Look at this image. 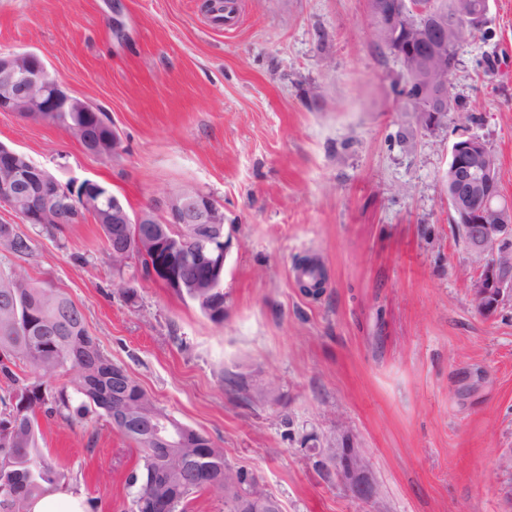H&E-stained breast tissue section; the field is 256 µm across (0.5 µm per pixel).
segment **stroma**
Here are the masks:
<instances>
[{"label": "stroma", "instance_id": "stroma-1", "mask_svg": "<svg viewBox=\"0 0 512 512\" xmlns=\"http://www.w3.org/2000/svg\"><path fill=\"white\" fill-rule=\"evenodd\" d=\"M0 0V53L32 51L121 138L102 159L61 129L0 112V143L61 182L108 185L132 210L184 185L224 208V320L136 263L115 269L98 224L60 232L0 205L33 240L0 253L84 314L103 354L181 424L256 472L282 512H512V306L481 314L448 204L463 133L486 140L512 199V0H490L454 92L478 122L430 134L380 54L366 0ZM326 281L307 297L299 262ZM134 289L127 298L126 289ZM40 446L86 512H130L142 465L103 415L38 414ZM381 496L354 498L309 458L337 425Z\"/></svg>", "mask_w": 512, "mask_h": 512}]
</instances>
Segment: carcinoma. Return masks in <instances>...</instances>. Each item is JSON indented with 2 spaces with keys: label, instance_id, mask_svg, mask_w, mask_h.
Listing matches in <instances>:
<instances>
[{
  "label": "carcinoma",
  "instance_id": "cac0c4a2",
  "mask_svg": "<svg viewBox=\"0 0 512 512\" xmlns=\"http://www.w3.org/2000/svg\"><path fill=\"white\" fill-rule=\"evenodd\" d=\"M435 2L448 16V59L453 60L457 50L475 39L481 29L470 26L462 16L454 18L456 0ZM401 94L417 126L424 127L421 86L412 84ZM64 118L71 139L83 144L90 137L112 149V141L105 140L104 132L86 124V113L67 112ZM4 228L0 224L1 252L23 257L32 251L29 236L15 228L6 235ZM132 257L138 259L141 270L147 269L149 259L132 246L113 254V264L120 270ZM32 284L34 280L21 268L0 275V378L7 385L9 401L8 412L0 417V512H29L31 500L66 480L64 470L40 448L37 410L43 408L67 420L100 411L110 419L112 375L126 373L103 354L87 330L82 310L70 298L55 288H34ZM178 296L196 304L211 320H224V303L212 304L208 289L184 288ZM22 365L30 367L35 377L19 375L17 368ZM66 366L76 371L75 391L84 397L76 408L66 387L51 385V379ZM117 431L142 452V467L129 479V486L134 488L131 512H178L189 495L202 490L220 497L227 506L224 478L245 473L226 463L222 448L208 449L210 460L204 476L194 459L197 449L182 448L168 461L164 449L123 428Z\"/></svg>",
  "mask_w": 512,
  "mask_h": 512
}]
</instances>
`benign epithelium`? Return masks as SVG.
<instances>
[{"label": "benign epithelium", "instance_id": "obj_1", "mask_svg": "<svg viewBox=\"0 0 512 512\" xmlns=\"http://www.w3.org/2000/svg\"><path fill=\"white\" fill-rule=\"evenodd\" d=\"M389 13L391 25L397 26L411 15L425 17L412 46L401 50L394 42L399 58L406 56L416 71L405 73V80L424 82L423 73L437 64L446 69L448 25L434 20L439 14L436 4L424 0H394ZM425 99L429 114L427 131L434 133L448 126L445 89L426 84ZM0 112L26 113L89 112L95 124L111 128L102 113L85 101L70 95L53 76L45 61L35 52L20 51L0 54ZM24 153L0 143V204L8 206L22 218L37 223L53 212L62 222L74 223V207L67 199L76 185L61 184L46 176L36 164L25 165ZM452 191L448 202L463 214L468 223L462 235L471 256L473 272L467 274L470 289L480 313L491 315L512 303V203L496 201L492 192L491 157L488 144L479 136L463 135L452 144L449 161ZM112 223L115 235L123 236L125 224L174 225L183 241L191 248L170 247L163 231L146 229L137 237L140 248L150 247V278L176 289L185 287L180 270H190L193 287L222 292V276L228 247L224 239V209L211 197L192 185H184L152 200L147 206L132 211L117 194H112ZM207 224L205 234L197 225ZM130 389L116 387L112 393V425L132 426L148 431L162 447L171 451L185 447L187 435L173 418H164L131 399ZM314 464L333 475L338 484L355 498L371 501L379 495L372 465L365 448L356 444L343 425L336 435L311 448ZM237 496L235 512H273L276 499L254 474L245 476L234 488Z\"/></svg>", "mask_w": 512, "mask_h": 512}]
</instances>
